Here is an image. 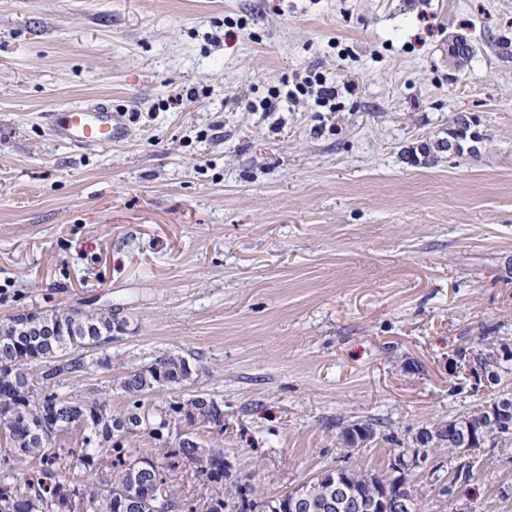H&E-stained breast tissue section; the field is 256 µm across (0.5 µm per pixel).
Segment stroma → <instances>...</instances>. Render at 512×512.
Returning <instances> with one entry per match:
<instances>
[{"label": "stroma", "instance_id": "obj_1", "mask_svg": "<svg viewBox=\"0 0 512 512\" xmlns=\"http://www.w3.org/2000/svg\"><path fill=\"white\" fill-rule=\"evenodd\" d=\"M311 70L335 111H258ZM101 100L121 141L50 135L46 112ZM461 113L477 152L445 147ZM62 306L127 322L63 393L118 413L114 379L185 357L149 402L223 401L206 440L261 497L384 475L392 445L343 447L338 422L403 439L512 397V357L489 391L456 366L512 348V0H0V321ZM473 474L408 485L424 512H512V453Z\"/></svg>", "mask_w": 512, "mask_h": 512}]
</instances>
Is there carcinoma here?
I'll use <instances>...</instances> for the list:
<instances>
[{
    "label": "carcinoma",
    "instance_id": "1",
    "mask_svg": "<svg viewBox=\"0 0 512 512\" xmlns=\"http://www.w3.org/2000/svg\"><path fill=\"white\" fill-rule=\"evenodd\" d=\"M11 319L0 322V363L13 362L20 370L0 369V404L22 405L25 418L12 424H0V512H73L69 492L77 491L82 498L94 503L95 512H118L115 506L117 491L136 484L139 486L138 507L134 512H155V491H161L173 512H196L193 496H186L174 489L165 467L175 461H183L205 476L201 494L205 496L206 512H244L239 507L244 499L243 490H248L250 512H265L267 500L254 497L251 484L239 479H230V473L210 479V473L202 466L203 461L220 464L224 462V451L203 444L200 428L205 427L216 435L224 434V402L207 393L172 395L165 405L156 406L145 401V396L158 388H173L181 385L192 374L189 361L181 356L162 353L147 366L128 370L114 380L116 389L127 400L123 412L112 414L106 405L97 402L73 399L60 390L61 377L80 373L86 369L81 357L74 356L78 348H98L112 343V331L118 325L112 308L80 316L74 308H53L51 322L55 333L40 336L31 332L18 337L10 326ZM52 358L57 367L43 370L37 379L27 378L28 365L32 358ZM53 404L58 409V434L75 436L81 447L77 464H72V455L53 450L51 444L41 440L40 410ZM503 416L492 423L481 409L466 416L438 424L440 428L461 431L477 428L484 441L494 448H507L512 444V404H503ZM169 417L175 422L185 423L187 443L179 446L158 438L152 429L154 423ZM138 427L134 436H147L159 444L160 453L168 460L152 470H134L126 465V459L136 458L131 448L132 437H121L124 425ZM359 424L352 422L341 428L340 433L349 434ZM370 433V441L380 438L397 446L394 453L406 454L411 442L401 441L393 432L380 434L373 422L361 425ZM442 446L455 453L461 461L452 467L451 483L468 484L473 478V465L464 461L462 448L444 433L439 441ZM80 470V477L75 470ZM345 479L350 490L368 500L379 499L386 493H395L396 485L404 486L403 494L409 502L406 512H420L418 501L407 487V475L390 471L382 478L377 475L333 468L318 474L304 483V491L311 503L309 512H356L352 508L328 510L325 505L336 501V483Z\"/></svg>",
    "mask_w": 512,
    "mask_h": 512
}]
</instances>
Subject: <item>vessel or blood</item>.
<instances>
[{
  "label": "vessel or blood",
  "mask_w": 512,
  "mask_h": 512,
  "mask_svg": "<svg viewBox=\"0 0 512 512\" xmlns=\"http://www.w3.org/2000/svg\"><path fill=\"white\" fill-rule=\"evenodd\" d=\"M45 118L56 140L80 149L112 144L124 132L121 113L106 103L54 109Z\"/></svg>",
  "instance_id": "b4317fda"
}]
</instances>
